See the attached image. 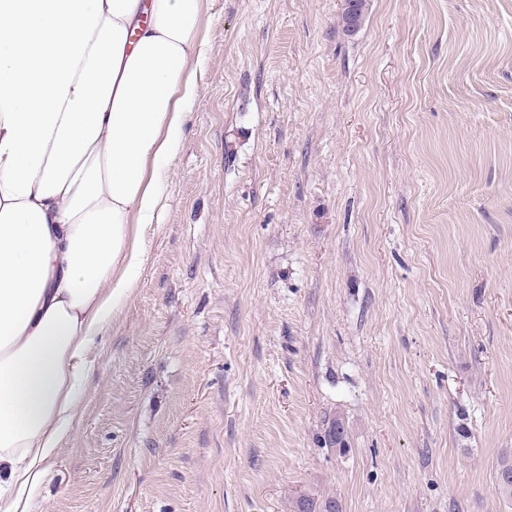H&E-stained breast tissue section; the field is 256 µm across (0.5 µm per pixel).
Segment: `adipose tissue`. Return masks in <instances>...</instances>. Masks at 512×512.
Wrapping results in <instances>:
<instances>
[{"mask_svg":"<svg viewBox=\"0 0 512 512\" xmlns=\"http://www.w3.org/2000/svg\"><path fill=\"white\" fill-rule=\"evenodd\" d=\"M208 25L206 0H0L4 512H28L135 286Z\"/></svg>","mask_w":512,"mask_h":512,"instance_id":"ef3b65f1","label":"adipose tissue"}]
</instances>
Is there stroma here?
Returning a JSON list of instances; mask_svg holds the SVG:
<instances>
[{
	"label": "stroma",
	"instance_id": "35a3bbf8",
	"mask_svg": "<svg viewBox=\"0 0 512 512\" xmlns=\"http://www.w3.org/2000/svg\"><path fill=\"white\" fill-rule=\"evenodd\" d=\"M343 5L208 0L168 207L30 512H512V0ZM325 422L324 438L326 442L332 447H336L337 444H342V447H338L340 450L348 448L347 432L343 423V417L336 413V416H328V418L326 416ZM292 512H341L337 498L318 499L309 495H300L291 502Z\"/></svg>",
	"mask_w": 512,
	"mask_h": 512
}]
</instances>
